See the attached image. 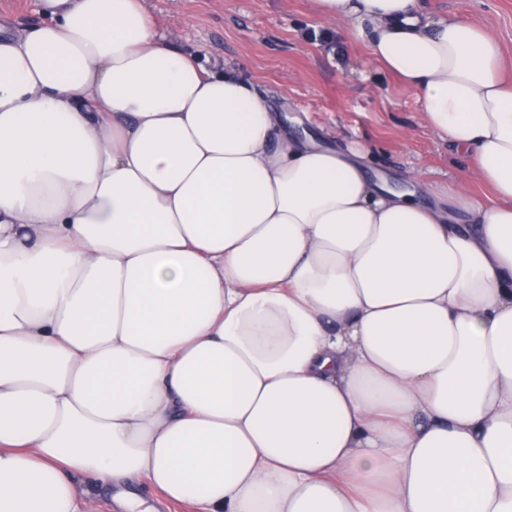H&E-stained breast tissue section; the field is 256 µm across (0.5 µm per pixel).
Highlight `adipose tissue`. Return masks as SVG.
<instances>
[{
    "instance_id": "ef3b65f1",
    "label": "adipose tissue",
    "mask_w": 512,
    "mask_h": 512,
    "mask_svg": "<svg viewBox=\"0 0 512 512\" xmlns=\"http://www.w3.org/2000/svg\"><path fill=\"white\" fill-rule=\"evenodd\" d=\"M310 2L485 195L290 133L145 0L0 26V512H512L502 45L422 0Z\"/></svg>"
}]
</instances>
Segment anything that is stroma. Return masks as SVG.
Returning <instances> with one entry per match:
<instances>
[{
  "label": "stroma",
  "mask_w": 512,
  "mask_h": 512,
  "mask_svg": "<svg viewBox=\"0 0 512 512\" xmlns=\"http://www.w3.org/2000/svg\"><path fill=\"white\" fill-rule=\"evenodd\" d=\"M174 44L202 50L208 65L238 70L258 84L295 130L330 134L339 147H371L374 171L401 186L410 171L484 188L463 158L421 124L415 95L371 63L363 41L314 33L309 0H147ZM487 26L512 74V0H425Z\"/></svg>",
  "instance_id": "35a3bbf8"
}]
</instances>
